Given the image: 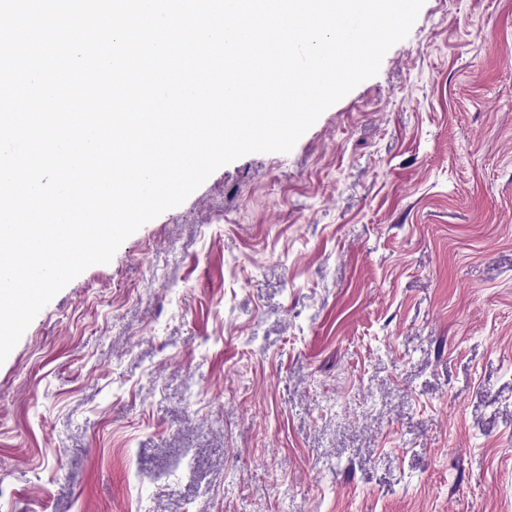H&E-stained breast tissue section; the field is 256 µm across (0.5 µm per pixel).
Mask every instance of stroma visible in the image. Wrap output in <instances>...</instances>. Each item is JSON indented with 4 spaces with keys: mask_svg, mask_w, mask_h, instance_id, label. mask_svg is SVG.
Instances as JSON below:
<instances>
[{
    "mask_svg": "<svg viewBox=\"0 0 512 512\" xmlns=\"http://www.w3.org/2000/svg\"><path fill=\"white\" fill-rule=\"evenodd\" d=\"M0 512H512V0H425L0 364Z\"/></svg>",
    "mask_w": 512,
    "mask_h": 512,
    "instance_id": "obj_1",
    "label": "stroma"
}]
</instances>
